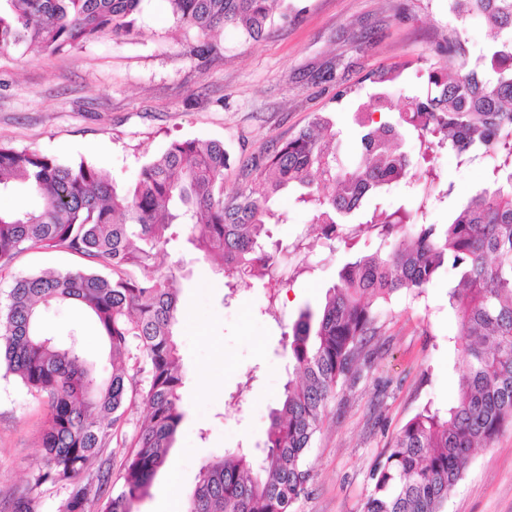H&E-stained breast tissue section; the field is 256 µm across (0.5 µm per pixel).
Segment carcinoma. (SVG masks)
Returning a JSON list of instances; mask_svg holds the SVG:
<instances>
[{
  "mask_svg": "<svg viewBox=\"0 0 512 512\" xmlns=\"http://www.w3.org/2000/svg\"><path fill=\"white\" fill-rule=\"evenodd\" d=\"M142 0H0V50L28 43L53 52L104 34L130 33ZM273 0H168L181 23L206 33L239 28L260 38ZM448 16L462 25L481 17L492 43L474 60L456 39L437 49L455 58L428 70L423 97L388 89L400 85L402 66L369 74L381 91L361 108V154L339 149L340 131L316 114L308 126L240 167L242 183L224 192V145L175 140L144 164L129 188L117 191L102 168L63 164L38 150L0 145V193L22 188L34 209L0 210V272L31 249H61L86 260L66 272L14 278L0 306V364L35 397L48 417L40 433L39 482L66 484L61 512H135L164 466L184 418L175 327L181 314L177 280L158 255L176 235L226 278L225 285L282 283L281 254L299 252L304 239L272 240L271 204L281 191L311 209V223L328 240L350 249L348 218L371 195L416 177L406 137L424 161L447 150L459 165L490 156L484 185L452 206L446 224H425L428 199L393 211L377 205L358 224L380 239L377 248L346 263L321 306L302 309L284 345L288 381L270 414L263 458L240 449L200 468L186 512H294L307 492V456L337 388L351 387L370 368L371 339L399 296H421L443 272L458 284L448 291L462 358L457 397L446 413L425 405L400 429L376 461L372 488L360 512H444L470 456L512 427V0H448ZM379 119H374V115ZM76 302L98 326L112 372L99 377L77 342L40 329L42 309ZM141 404L147 415L127 448L123 472L88 464Z\"/></svg>",
  "mask_w": 512,
  "mask_h": 512,
  "instance_id": "carcinoma-1",
  "label": "carcinoma"
}]
</instances>
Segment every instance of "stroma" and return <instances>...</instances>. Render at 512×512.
Here are the masks:
<instances>
[{"mask_svg":"<svg viewBox=\"0 0 512 512\" xmlns=\"http://www.w3.org/2000/svg\"><path fill=\"white\" fill-rule=\"evenodd\" d=\"M453 35L448 0H280L256 40L233 29L201 33L178 22L167 0H143L131 35L56 53L23 44L0 52V144L91 162L122 191L172 140L218 141L229 155V191L241 183L243 159L288 139L317 113L333 119L343 155L355 160V115L377 91L369 73L404 65L403 93L425 94L435 50ZM432 163L459 195L484 184L489 167L485 160L457 167L444 151ZM276 208L286 219L273 225L275 238L303 235L310 244L286 264L276 300L253 285L225 287L194 261L184 237L158 259L164 270L185 265L178 324L185 416L136 512H162L167 503L181 510L203 464L228 448L256 450L266 439L287 380L285 334L303 308L321 304L348 258L293 195H281ZM84 264L67 251H28L0 274V304L13 277ZM302 265L307 273H299ZM451 282L445 274L421 297L393 301L370 342V368L329 404L308 455L312 480L295 512H360L370 471L402 426L425 405L444 411L454 401L461 358ZM41 328L61 339L76 334L88 362L108 374V350L79 304L43 310ZM46 413L0 367V512H11L14 496L27 489L39 512H60L69 495L68 486L36 482ZM445 512H512V429L473 453Z\"/></svg>","mask_w":512,"mask_h":512,"instance_id":"obj_1","label":"stroma"}]
</instances>
